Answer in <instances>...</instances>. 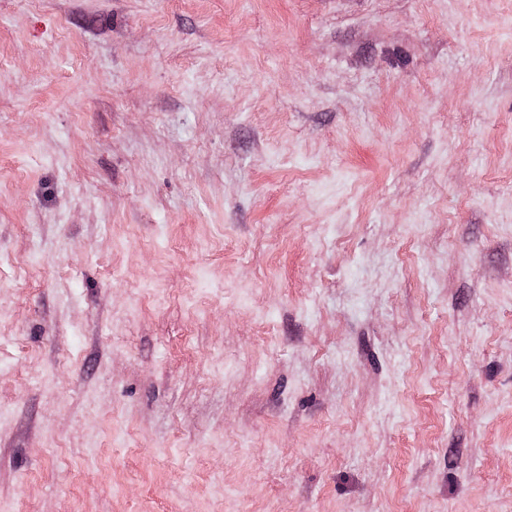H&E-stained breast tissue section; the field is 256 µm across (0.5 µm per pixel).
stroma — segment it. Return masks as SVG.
<instances>
[{
  "label": "stroma",
  "instance_id": "stroma-1",
  "mask_svg": "<svg viewBox=\"0 0 512 512\" xmlns=\"http://www.w3.org/2000/svg\"><path fill=\"white\" fill-rule=\"evenodd\" d=\"M0 512H512V0H0Z\"/></svg>",
  "mask_w": 512,
  "mask_h": 512
}]
</instances>
